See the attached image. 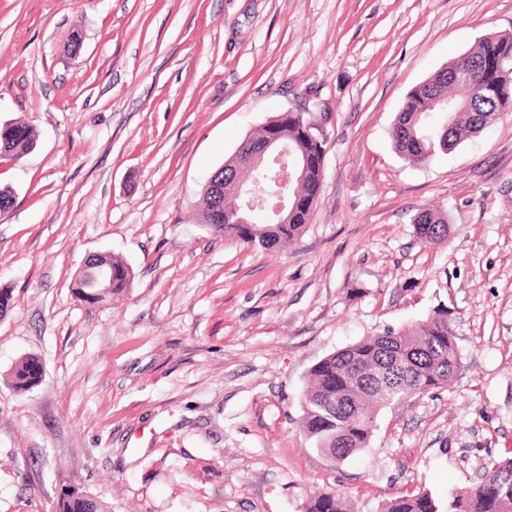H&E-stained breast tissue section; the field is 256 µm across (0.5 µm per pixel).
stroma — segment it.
I'll return each mask as SVG.
<instances>
[{"label":"stroma","instance_id":"obj_1","mask_svg":"<svg viewBox=\"0 0 512 512\" xmlns=\"http://www.w3.org/2000/svg\"><path fill=\"white\" fill-rule=\"evenodd\" d=\"M512 0H0V512L63 489L112 512H354L472 485L512 455V113L430 161L396 154L409 90ZM82 37L73 49V33ZM326 137L314 214L282 252L201 224L212 172L276 113ZM448 215L423 243L413 219ZM133 271L125 297L72 293L87 256ZM444 308L462 352L448 386L382 412L337 462L300 429L310 369ZM43 381L16 394L21 358ZM34 133L26 124L16 122L0 132V154L20 157L31 149ZM414 224L418 237L425 243L436 244L448 238V219L441 212L423 210L416 215ZM343 496L336 492L318 493L309 498L305 512H347Z\"/></svg>","mask_w":512,"mask_h":512}]
</instances>
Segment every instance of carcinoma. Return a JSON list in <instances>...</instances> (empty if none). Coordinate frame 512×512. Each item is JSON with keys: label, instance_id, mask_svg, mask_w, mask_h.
Listing matches in <instances>:
<instances>
[{"label": "carcinoma", "instance_id": "obj_1", "mask_svg": "<svg viewBox=\"0 0 512 512\" xmlns=\"http://www.w3.org/2000/svg\"><path fill=\"white\" fill-rule=\"evenodd\" d=\"M476 60L483 65L490 102L474 94L471 86L454 80L456 70ZM511 111L512 33L490 32L477 41L467 56L449 61L408 92L392 125V143L402 160L423 163L439 153H448ZM310 122L305 112H279L245 138L250 144H259L273 126L276 138L288 144V170L293 178L285 194L294 202L288 209V223L255 219L248 224L235 223L236 186L243 180L249 184L256 181L276 191L280 165L248 171L240 169L231 157L220 171L224 175L225 220H212L207 194L201 212L203 223L224 238L252 248L271 251L296 240L310 222L323 176L325 137L321 132L309 135ZM33 142L31 128L16 122L0 131V154L20 157ZM414 224L418 237L426 243L436 244L448 238V219L438 211L419 212ZM92 263L112 271V288L100 291L92 287L93 275L80 271L72 280L75 297L89 306H100L124 296L133 280L125 260L100 253L92 257ZM33 361L30 356L24 357L12 368L10 383L15 391L25 393L40 384ZM461 363L445 310L411 327L367 336L311 368L303 394L302 430L319 451L344 461L369 446L381 411L448 385ZM54 512L112 509L91 494L66 489L57 499ZM305 512H348V508L341 494L328 492L312 495ZM384 512H512V458L488 460L476 482L467 490L448 496L445 502L427 492L401 494L385 503Z\"/></svg>", "mask_w": 512, "mask_h": 512}]
</instances>
